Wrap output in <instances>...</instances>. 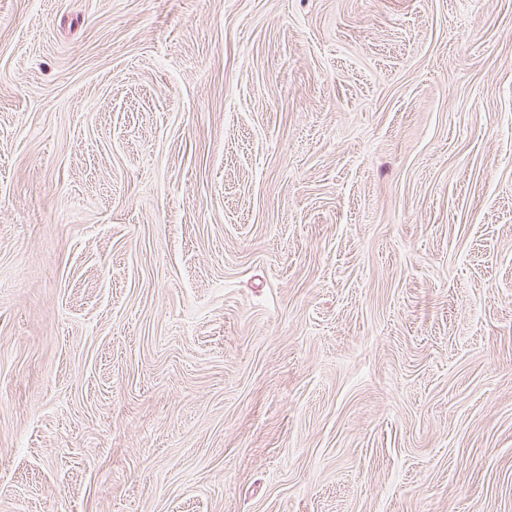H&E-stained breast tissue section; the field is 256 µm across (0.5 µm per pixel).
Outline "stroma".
<instances>
[{
  "label": "stroma",
  "mask_w": 512,
  "mask_h": 512,
  "mask_svg": "<svg viewBox=\"0 0 512 512\" xmlns=\"http://www.w3.org/2000/svg\"><path fill=\"white\" fill-rule=\"evenodd\" d=\"M0 512H512V0H0Z\"/></svg>",
  "instance_id": "obj_1"
}]
</instances>
